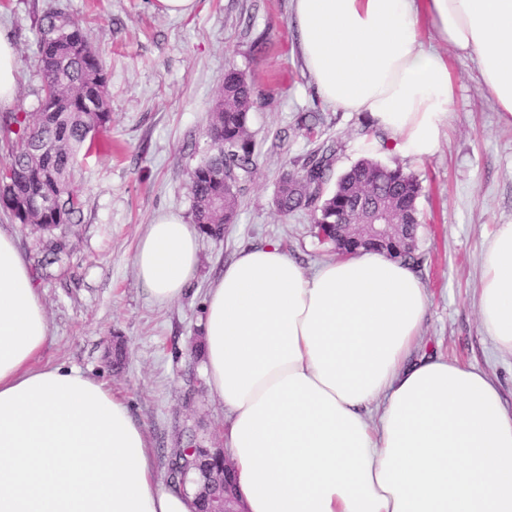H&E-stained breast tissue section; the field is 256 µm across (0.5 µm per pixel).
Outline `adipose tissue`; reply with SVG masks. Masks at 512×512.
<instances>
[{"label": "adipose tissue", "mask_w": 512, "mask_h": 512, "mask_svg": "<svg viewBox=\"0 0 512 512\" xmlns=\"http://www.w3.org/2000/svg\"><path fill=\"white\" fill-rule=\"evenodd\" d=\"M304 66L325 102L368 114L395 150L439 147L455 83L421 24L470 57L512 124V0H293ZM134 263L164 305L198 268L175 210ZM481 326L512 352V224L480 253ZM429 297L404 262L344 255L308 273L277 243L241 252L204 299L205 383L231 416L227 452L245 512H512V413L486 371L417 355ZM41 293L0 226V512H196L168 489L128 403L46 365Z\"/></svg>", "instance_id": "1"}]
</instances>
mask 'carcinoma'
<instances>
[{
    "instance_id": "cac0c4a2",
    "label": "carcinoma",
    "mask_w": 512,
    "mask_h": 512,
    "mask_svg": "<svg viewBox=\"0 0 512 512\" xmlns=\"http://www.w3.org/2000/svg\"><path fill=\"white\" fill-rule=\"evenodd\" d=\"M38 38L35 57L42 79L39 105L34 112H8L0 116V139L10 146L7 163L26 166L23 185L0 189V208L20 224L29 221L48 232L45 262L53 264L66 253L59 244L63 227L80 222L82 201L70 171L79 149L106 129L112 120L107 91V72L93 51L82 25L58 11H45L35 20ZM252 86L235 67L224 71V86L215 99L210 127L215 130L207 157L190 174L193 221L211 237L223 233L237 209L236 182L257 168V153L247 128L249 113L256 107ZM335 150L327 147L306 157L299 168L282 174L275 205L287 216L308 211L320 241L339 254H352L363 247L351 240L342 226L350 203L361 194L368 202L387 207L398 224L418 223L416 201L421 192L418 178L372 159H361L336 182L329 195L323 185L329 180ZM59 199L56 212L31 214L38 196ZM338 228H332V225ZM388 258L408 264L416 261V246L404 237Z\"/></svg>"
}]
</instances>
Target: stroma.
Returning a JSON list of instances; mask_svg holds the SVG:
<instances>
[{"label": "stroma", "mask_w": 512, "mask_h": 512, "mask_svg": "<svg viewBox=\"0 0 512 512\" xmlns=\"http://www.w3.org/2000/svg\"><path fill=\"white\" fill-rule=\"evenodd\" d=\"M51 8L79 21L104 59L112 123L96 148L76 157L82 219L70 227L67 255L38 268L46 234L12 223L1 209L0 225L11 224L35 268L51 330L43 363L72 366L128 400L156 449L159 481L189 440L224 442L227 413L193 385L204 375L203 302L217 275L240 251L269 242L309 272L336 257L314 236L310 213L285 216L273 205L283 171L324 145L335 149L326 190L367 156L418 177L415 272L429 295L423 351L489 372L512 409V354L484 334L476 304L483 242L495 225L512 223V125L480 92L471 58L423 28L425 45L448 57L455 94L438 152L420 162L390 149L369 152V142L385 138L370 117L323 101L298 49L292 0H199L181 18L152 10L150 0H0V27L10 32L19 63L14 109L38 105L32 16ZM229 66L246 74L258 98L248 120L258 167L239 183L237 214L223 236L199 234L188 291L160 307L136 275L137 242L160 211L191 216L189 174L208 150L210 112ZM308 112L320 116L311 138L298 128ZM117 337L128 350L119 368L107 357Z\"/></svg>", "instance_id": "obj_1"}]
</instances>
